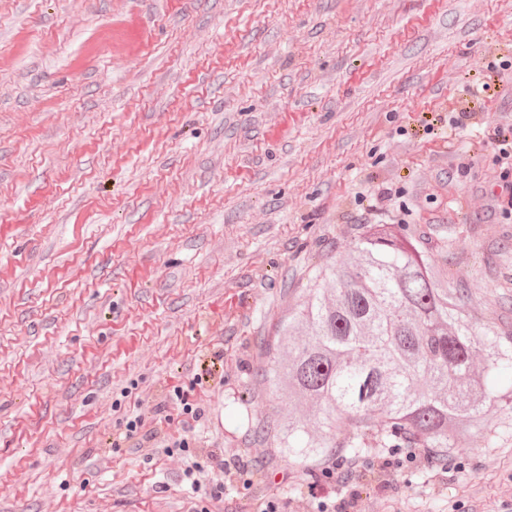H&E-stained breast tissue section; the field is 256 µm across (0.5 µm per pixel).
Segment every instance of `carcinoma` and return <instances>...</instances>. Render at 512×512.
<instances>
[{"instance_id":"cac0c4a2","label":"carcinoma","mask_w":512,"mask_h":512,"mask_svg":"<svg viewBox=\"0 0 512 512\" xmlns=\"http://www.w3.org/2000/svg\"><path fill=\"white\" fill-rule=\"evenodd\" d=\"M353 261L318 270L298 311L267 337L261 379L290 399H311L307 418L278 423L282 454L297 463L339 448H442L490 438L487 412L512 426V390L488 389L512 369L498 325L465 320L467 288L402 224H373ZM344 418L353 434L340 438Z\"/></svg>"}]
</instances>
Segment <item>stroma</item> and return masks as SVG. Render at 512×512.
<instances>
[{"label": "stroma", "instance_id": "1", "mask_svg": "<svg viewBox=\"0 0 512 512\" xmlns=\"http://www.w3.org/2000/svg\"><path fill=\"white\" fill-rule=\"evenodd\" d=\"M511 126L512 0H0V512L344 497L346 453L279 454L310 409L261 390V340L369 223L451 254L512 338ZM138 414L207 481L245 466L195 492L181 451L113 447ZM382 454L366 512H512V433L461 440L440 484Z\"/></svg>", "mask_w": 512, "mask_h": 512}]
</instances>
